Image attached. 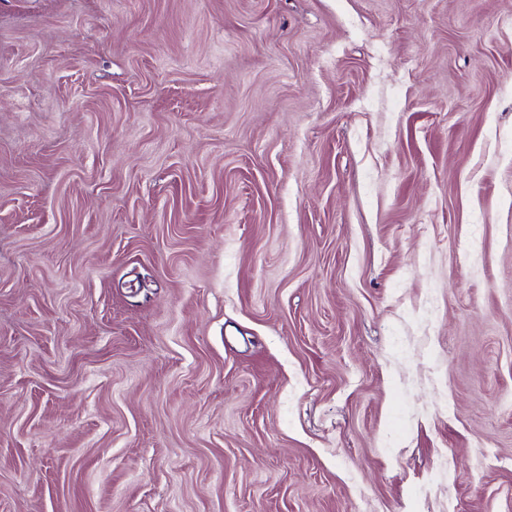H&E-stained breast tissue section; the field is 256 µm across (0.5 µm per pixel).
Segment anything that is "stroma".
I'll return each instance as SVG.
<instances>
[{
  "label": "stroma",
  "instance_id": "stroma-1",
  "mask_svg": "<svg viewBox=\"0 0 512 512\" xmlns=\"http://www.w3.org/2000/svg\"><path fill=\"white\" fill-rule=\"evenodd\" d=\"M0 512H512V0H0Z\"/></svg>",
  "mask_w": 512,
  "mask_h": 512
}]
</instances>
